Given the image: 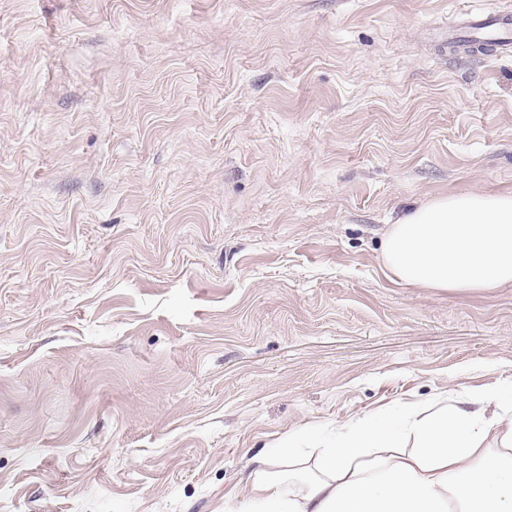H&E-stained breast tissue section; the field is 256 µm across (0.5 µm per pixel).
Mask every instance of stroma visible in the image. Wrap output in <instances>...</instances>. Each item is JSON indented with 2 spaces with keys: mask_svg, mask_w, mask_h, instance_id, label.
<instances>
[{
  "mask_svg": "<svg viewBox=\"0 0 512 512\" xmlns=\"http://www.w3.org/2000/svg\"><path fill=\"white\" fill-rule=\"evenodd\" d=\"M512 0H0V512H219L288 432L512 378V285L385 274L512 191ZM512 25V16L508 13L486 16L470 22L464 29L463 35L470 39L498 41L497 48L503 52L512 50V40L508 30Z\"/></svg>",
  "mask_w": 512,
  "mask_h": 512,
  "instance_id": "1",
  "label": "stroma"
}]
</instances>
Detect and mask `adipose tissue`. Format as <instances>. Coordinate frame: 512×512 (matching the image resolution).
Returning <instances> with one entry per match:
<instances>
[{"instance_id":"adipose-tissue-1","label":"adipose tissue","mask_w":512,"mask_h":512,"mask_svg":"<svg viewBox=\"0 0 512 512\" xmlns=\"http://www.w3.org/2000/svg\"><path fill=\"white\" fill-rule=\"evenodd\" d=\"M398 283L489 292L512 283V192L431 198L389 225ZM224 512H512V379L459 400L289 434L256 453Z\"/></svg>"}]
</instances>
